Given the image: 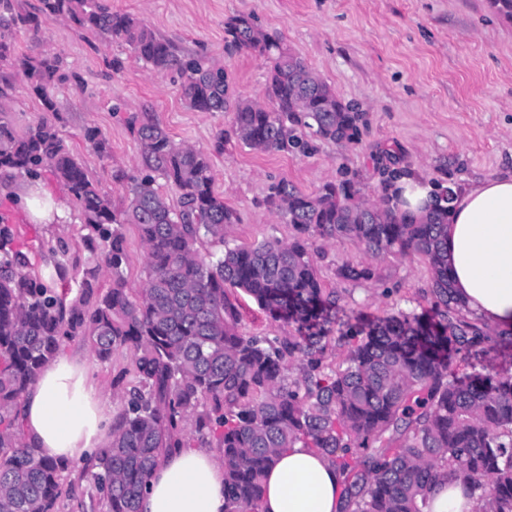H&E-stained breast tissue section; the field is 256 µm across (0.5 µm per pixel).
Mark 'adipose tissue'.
Returning a JSON list of instances; mask_svg holds the SVG:
<instances>
[{
    "mask_svg": "<svg viewBox=\"0 0 512 512\" xmlns=\"http://www.w3.org/2000/svg\"><path fill=\"white\" fill-rule=\"evenodd\" d=\"M448 207V279L464 313L512 334V171L455 185ZM25 442L45 456L90 465L118 418L84 362L46 363L19 405ZM343 478L303 444L265 473L260 512H343ZM139 512H224V464L210 448H179L151 471Z\"/></svg>",
    "mask_w": 512,
    "mask_h": 512,
    "instance_id": "1",
    "label": "adipose tissue"
}]
</instances>
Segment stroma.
I'll list each match as a JSON object with an SVG mask.
<instances>
[{"label":"stroma","instance_id":"35a3bbf8","mask_svg":"<svg viewBox=\"0 0 512 512\" xmlns=\"http://www.w3.org/2000/svg\"><path fill=\"white\" fill-rule=\"evenodd\" d=\"M113 10L144 20L178 53H199L224 67L236 92L267 98L268 65L224 41V23L253 15L265 31L280 36L338 96L364 112L360 143L318 141L311 154L260 153L231 131L228 112H197L183 103L173 74L159 75L117 41H104L67 21H46L36 30H16L17 52L57 54L65 79L54 90L59 130L72 154L98 181L115 206L124 183L115 171L139 172L138 149L126 125L132 112L153 113L175 141L212 152L213 189L237 215L225 225L229 246H248L293 230L264 204L273 184L285 180L305 193L344 178L374 198L384 161L435 183H461L512 168V21L489 0H110ZM0 108L15 131L43 116L40 100L10 63L0 62ZM105 135L109 154L85 139L86 127ZM223 152H214L216 140ZM43 185L61 199L65 216L55 224L34 222L20 199L27 178L0 174V215L16 224L18 247L34 265L49 248L65 242L68 273L57 288L80 293L94 258L83 248L80 211L51 172ZM314 259L325 287L335 289L345 316L386 317L398 311L430 313V270L419 255L374 258L349 240H316ZM371 268L372 280L350 282L344 265ZM240 330L247 335L285 336L294 325L273 321L248 295L239 294ZM62 352L81 355L100 391L121 406L131 386L129 358L100 361L83 337L66 340ZM56 512H103L88 472L61 475Z\"/></svg>","mask_w":512,"mask_h":512}]
</instances>
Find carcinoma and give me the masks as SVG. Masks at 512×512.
<instances>
[{"label": "carcinoma", "instance_id": "cac0c4a2", "mask_svg": "<svg viewBox=\"0 0 512 512\" xmlns=\"http://www.w3.org/2000/svg\"><path fill=\"white\" fill-rule=\"evenodd\" d=\"M38 29L68 20L102 39L128 45L158 74L176 72L181 97L198 112H230L233 133L263 153H306L314 139L353 143L364 113L251 15L224 23L228 45L269 66L270 106L236 94L229 76L203 58L178 55L131 13L108 0H41L40 15L0 0L3 20ZM0 61L22 72L41 99L42 118L17 134L0 108V171L36 176L51 170L79 203L82 238L100 263L86 271L80 297L66 302L55 288L65 265L36 270L14 247V229L0 216V512H54L68 464L41 457L23 442L17 407L38 371L61 344L81 336L101 361L124 351L137 385L125 390L112 442L92 473L106 512H138L150 470L185 434L224 428L225 512H259L263 475L277 454L302 442L327 457L343 477L345 512H428L436 487L467 486L479 512H512V376L460 374L453 359L489 341L481 323L458 308L448 280V202L443 192L415 215L399 208L402 170L383 168L380 193L365 198L350 181L305 194L283 180L265 203L293 229L284 242L224 245L236 215L213 191L210 154L176 142L150 112L127 118L143 175L127 180L120 209L67 148L55 124L48 87L60 57L15 54L0 33ZM179 192L170 204L158 180ZM137 227L146 254L145 281L130 292L121 227ZM350 240L375 255H422L431 272L432 314L343 323L346 366L325 362L336 291L323 288L313 239ZM209 243L221 247L204 254ZM105 270L110 284L99 291ZM339 276L368 281L369 267L345 265ZM252 297L288 336H247L229 291Z\"/></svg>", "mask_w": 512, "mask_h": 512}]
</instances>
